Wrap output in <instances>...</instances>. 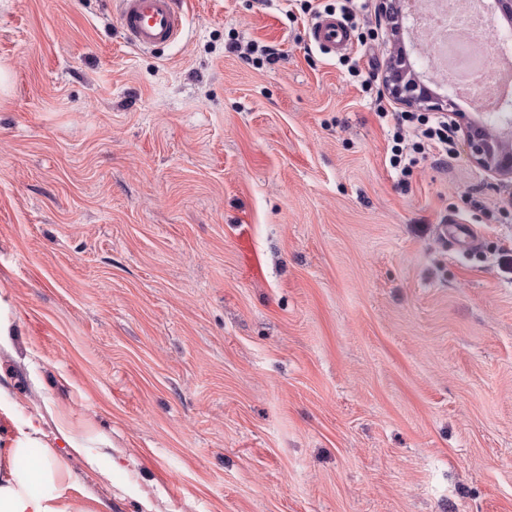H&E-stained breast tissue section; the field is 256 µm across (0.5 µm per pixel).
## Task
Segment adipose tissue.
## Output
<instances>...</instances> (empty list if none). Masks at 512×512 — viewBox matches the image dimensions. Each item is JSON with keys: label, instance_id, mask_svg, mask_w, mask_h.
<instances>
[{"label": "adipose tissue", "instance_id": "1", "mask_svg": "<svg viewBox=\"0 0 512 512\" xmlns=\"http://www.w3.org/2000/svg\"><path fill=\"white\" fill-rule=\"evenodd\" d=\"M69 457L57 455L34 424L17 427L0 450V512H102L99 499L73 496Z\"/></svg>", "mask_w": 512, "mask_h": 512}]
</instances>
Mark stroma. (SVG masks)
<instances>
[{"mask_svg":"<svg viewBox=\"0 0 512 512\" xmlns=\"http://www.w3.org/2000/svg\"><path fill=\"white\" fill-rule=\"evenodd\" d=\"M112 2L0 0L15 421L105 512H512V188L462 148L401 180L286 0L154 50ZM228 49L232 52H239L240 55H243L242 58L256 65L258 68L273 65L279 60L277 49L269 45L260 44L257 41H250L247 44L245 52L239 50V46L235 42H232Z\"/></svg>","mask_w":512,"mask_h":512,"instance_id":"stroma-1","label":"stroma"}]
</instances>
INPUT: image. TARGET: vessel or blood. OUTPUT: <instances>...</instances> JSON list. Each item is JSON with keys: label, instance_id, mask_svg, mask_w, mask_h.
<instances>
[{"label": "vessel or blood", "instance_id": "obj_1", "mask_svg": "<svg viewBox=\"0 0 512 512\" xmlns=\"http://www.w3.org/2000/svg\"><path fill=\"white\" fill-rule=\"evenodd\" d=\"M117 19L132 47L155 49L175 42L184 29L186 15L180 0H117ZM312 38L327 53L347 50L352 37L332 14L316 18Z\"/></svg>", "mask_w": 512, "mask_h": 512}]
</instances>
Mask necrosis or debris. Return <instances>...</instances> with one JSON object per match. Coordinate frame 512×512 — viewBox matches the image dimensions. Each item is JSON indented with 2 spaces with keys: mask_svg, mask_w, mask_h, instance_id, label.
I'll use <instances>...</instances> for the list:
<instances>
[{
  "mask_svg": "<svg viewBox=\"0 0 512 512\" xmlns=\"http://www.w3.org/2000/svg\"><path fill=\"white\" fill-rule=\"evenodd\" d=\"M421 43H434L439 79L450 80L458 94L495 95L512 78V61L498 55V37L488 25L483 0H414Z\"/></svg>",
  "mask_w": 512,
  "mask_h": 512,
  "instance_id": "1",
  "label": "necrosis or debris"
}]
</instances>
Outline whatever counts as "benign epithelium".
Listing matches in <instances>:
<instances>
[{"label":"benign epithelium","mask_w":512,"mask_h":512,"mask_svg":"<svg viewBox=\"0 0 512 512\" xmlns=\"http://www.w3.org/2000/svg\"><path fill=\"white\" fill-rule=\"evenodd\" d=\"M409 0H377V16L387 26L392 48L384 90L395 104L424 112H446L462 132L470 163L500 184H512V116L498 112H461L451 96L433 92L415 72L404 46L409 27Z\"/></svg>","instance_id":"benign-epithelium-1"}]
</instances>
